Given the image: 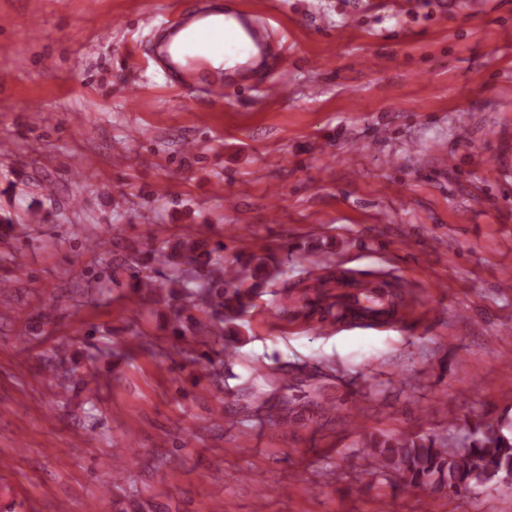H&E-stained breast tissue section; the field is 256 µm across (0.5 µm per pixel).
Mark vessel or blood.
<instances>
[{"label":"vessel or blood","instance_id":"vessel-or-blood-1","mask_svg":"<svg viewBox=\"0 0 512 512\" xmlns=\"http://www.w3.org/2000/svg\"><path fill=\"white\" fill-rule=\"evenodd\" d=\"M276 30L265 14L250 10L203 11L163 28L156 45L169 85L182 93H193L208 86L216 97H223V84L211 81L215 65L226 66L250 87L275 100L284 95L276 77L277 55L287 52V40L275 37ZM278 53H271V45Z\"/></svg>","mask_w":512,"mask_h":512}]
</instances>
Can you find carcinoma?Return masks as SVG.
Segmentation results:
<instances>
[{"mask_svg":"<svg viewBox=\"0 0 512 512\" xmlns=\"http://www.w3.org/2000/svg\"><path fill=\"white\" fill-rule=\"evenodd\" d=\"M224 244L185 238L168 251H152L149 258L165 266L158 275L133 276L131 287L156 298L179 302L172 333L181 344L173 353L197 360L195 350L224 339V324L234 323L253 306L257 285H245L250 261L224 263ZM461 444L428 435L375 440L370 445L373 468L395 475L404 487H428L457 495L495 485L512 492V421L481 417L468 422Z\"/></svg>","mask_w":512,"mask_h":512,"instance_id":"1","label":"carcinoma"}]
</instances>
